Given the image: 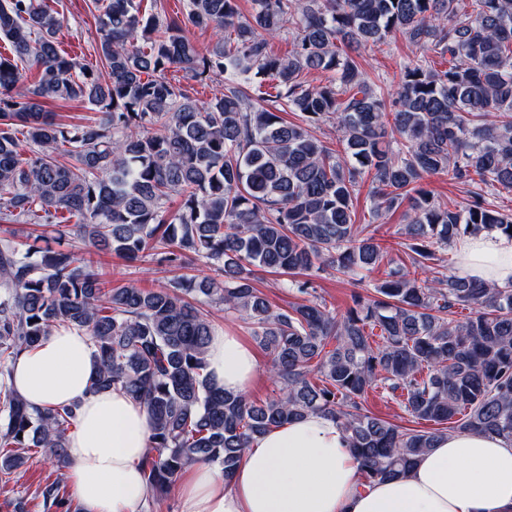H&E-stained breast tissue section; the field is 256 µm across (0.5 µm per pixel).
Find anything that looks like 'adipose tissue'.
<instances>
[{"label": "adipose tissue", "instance_id": "obj_1", "mask_svg": "<svg viewBox=\"0 0 512 512\" xmlns=\"http://www.w3.org/2000/svg\"><path fill=\"white\" fill-rule=\"evenodd\" d=\"M456 274L512 288V238L484 231L458 247ZM208 367L225 390L248 394L258 377L254 348L235 333L212 336ZM89 336L55 327L23 351L10 387L38 409L77 404L66 478L82 512H143L142 462L154 420L124 391L94 393ZM359 463L342 426L311 413L256 437L231 479L212 463L178 477V512H512V439L456 431L401 477L359 488Z\"/></svg>", "mask_w": 512, "mask_h": 512}]
</instances>
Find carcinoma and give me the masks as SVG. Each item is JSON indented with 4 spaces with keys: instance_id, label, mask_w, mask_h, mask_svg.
Listing matches in <instances>:
<instances>
[{
    "instance_id": "1",
    "label": "carcinoma",
    "mask_w": 512,
    "mask_h": 512,
    "mask_svg": "<svg viewBox=\"0 0 512 512\" xmlns=\"http://www.w3.org/2000/svg\"><path fill=\"white\" fill-rule=\"evenodd\" d=\"M104 70L60 49L63 22L45 0H0V378L55 326L85 328L97 372L93 392L114 388L153 417L147 492L157 500L187 467L209 462L232 475L255 437L322 413L340 423L362 484L407 473L450 431L512 438V289L445 273L428 276L436 250L464 235L512 237V214L490 198L512 193V0H188L161 19L142 0H101ZM211 29L208 55L188 36ZM401 33L422 54L399 66L395 93L352 54ZM285 35L280 56L271 41ZM448 59L435 68L433 57ZM224 78L203 105L167 78ZM35 68L37 83L25 85ZM326 74L312 85L306 74ZM45 99L81 101L101 117L67 129ZM291 112L297 120L288 121ZM336 124L333 149L313 129ZM444 175L467 187L448 206L417 187ZM368 187L371 218L407 205L408 264L373 279L386 255L368 224L352 220ZM178 211L168 210L173 195ZM67 235L84 254L54 247ZM182 268L190 252L224 282L185 275L165 288L114 287L97 256ZM311 294L297 276L327 269L372 288L342 316L307 300L273 309L254 269ZM191 293L217 297L250 325L272 362L278 393L257 404L219 386L206 348L220 327ZM468 314L458 317V310ZM377 389L400 400L421 430L370 415ZM77 405L31 409L0 384V473L36 448L68 463ZM46 507L80 512L45 487Z\"/></svg>"
}]
</instances>
